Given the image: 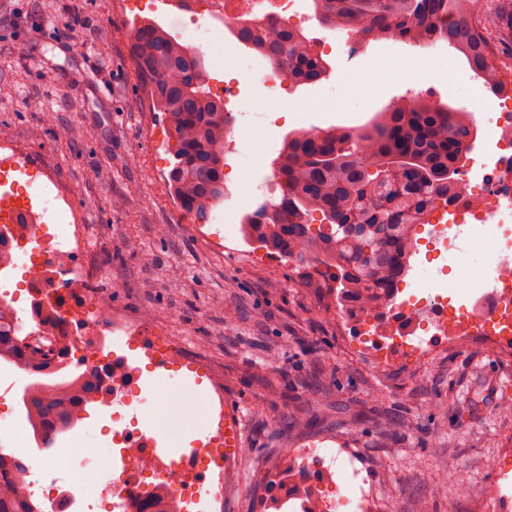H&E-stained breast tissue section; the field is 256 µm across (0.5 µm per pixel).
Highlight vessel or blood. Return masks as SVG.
Here are the masks:
<instances>
[{"label": "vessel or blood", "instance_id": "vessel-or-blood-1", "mask_svg": "<svg viewBox=\"0 0 512 512\" xmlns=\"http://www.w3.org/2000/svg\"><path fill=\"white\" fill-rule=\"evenodd\" d=\"M155 383L148 382L140 388L139 412L143 417L141 436L151 452L160 460L191 456L209 442L213 430L210 424L184 426L177 435L159 430L153 418L156 409ZM242 416L232 404L224 406V454L233 456L241 446Z\"/></svg>", "mask_w": 512, "mask_h": 512}]
</instances>
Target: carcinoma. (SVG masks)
I'll return each mask as SVG.
<instances>
[{
	"instance_id": "cac0c4a2",
	"label": "carcinoma",
	"mask_w": 512,
	"mask_h": 512,
	"mask_svg": "<svg viewBox=\"0 0 512 512\" xmlns=\"http://www.w3.org/2000/svg\"><path fill=\"white\" fill-rule=\"evenodd\" d=\"M330 30L368 40L395 39L428 47L438 41L459 53L489 90L501 89L492 25L512 29V11L491 15L490 0H310ZM238 41L296 85L320 81L326 61L299 30L264 16L226 19ZM133 66L170 124L168 174L177 204L199 218L224 199L226 130L231 117L208 90L203 53L180 43L157 22L128 32ZM477 132L466 112L420 97L397 101L355 129L305 131L289 137L274 160L283 186L247 229L263 247L305 263L315 257L332 269L336 300L373 311L390 300L407 271L413 229L461 191L458 167L464 141ZM322 216L318 227L310 218ZM0 301V361L34 378L24 388V410L35 435L52 443L86 411L91 383L83 375H48L32 364L21 321ZM23 464L0 448V512H43L28 498Z\"/></svg>"
}]
</instances>
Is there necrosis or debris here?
<instances>
[{
  "instance_id": "4bbe7bcc",
  "label": "necrosis or debris",
  "mask_w": 512,
  "mask_h": 512,
  "mask_svg": "<svg viewBox=\"0 0 512 512\" xmlns=\"http://www.w3.org/2000/svg\"><path fill=\"white\" fill-rule=\"evenodd\" d=\"M209 7L223 10L229 17L263 13L284 23L302 17L298 0H209ZM493 110L495 123L487 134L491 148L461 172L465 191L453 207L461 221L504 229L502 255L490 275L488 291L458 309L450 307L442 294L431 292L417 300L389 302L381 313L355 307L339 310L342 325H358L361 353L385 350L425 359L437 348L474 339L498 350H512V276L506 273L512 266V100L494 103ZM28 199L39 209L52 211L60 226L59 233L53 235L44 234L39 224L13 226V241L31 247L30 263L36 272L27 285L31 309L47 301L57 310L52 321L31 331L30 341L49 349L65 340L71 372L103 371L109 390L105 404L128 403L138 371L130 367L126 355L113 350V342H147L149 360L156 370L181 364L183 348L144 322L131 321L112 310L89 288L88 275L76 262L79 252L88 247L86 227L68 222L49 188L38 189ZM113 436L121 445V470L97 491L116 497L117 512H186L189 504L198 502L204 503L206 512H224L223 446L204 448L191 457L163 464L148 451L139 429L126 427L114 431ZM282 455L299 462L291 498L302 500L307 494L314 498L302 512H369L372 494L354 462H347L343 469L353 493L343 496L332 476L335 452L313 446L286 448ZM203 483L210 488L205 498L199 489Z\"/></svg>"
}]
</instances>
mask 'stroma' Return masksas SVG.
Listing matches in <instances>:
<instances>
[{"label":"stroma","mask_w":512,"mask_h":512,"mask_svg":"<svg viewBox=\"0 0 512 512\" xmlns=\"http://www.w3.org/2000/svg\"><path fill=\"white\" fill-rule=\"evenodd\" d=\"M208 0H0V138L14 142L33 171L61 186L83 214L93 239L82 262L91 285L112 308L147 318L185 343L189 360L224 379V396L243 417L242 490L224 512H276L272 485L286 470L284 448H336L353 459L377 505L398 512H494L496 476L484 466L512 448V354L466 343L430 359L411 356L381 369L357 352L356 331L336 316V284L313 267L248 238L242 219L256 193L279 199L272 163L289 134L354 128L413 92L451 108L472 99L463 83L427 79L421 59L453 70L465 60L446 42L415 47L393 39L365 41L349 58L350 33L326 32L309 4L301 25L308 39L329 36L324 79L289 85L288 95L263 85L258 55L230 35ZM151 19L187 46L201 48L210 86L239 83L251 112L235 124L225 155L226 197L206 221L184 222L167 177L168 122L153 104L129 56L132 24ZM385 74L370 83L364 62ZM432 225L416 229L418 278H405L400 297L424 296L439 283L450 304H467L460 274L477 278L492 263L484 238L452 224L453 249L430 252ZM135 406L109 414L91 403L83 420L54 445H83L98 455L81 469L94 486L118 466L108 454L112 431L135 420ZM470 494L440 491L448 462Z\"/></svg>","instance_id":"1"}]
</instances>
